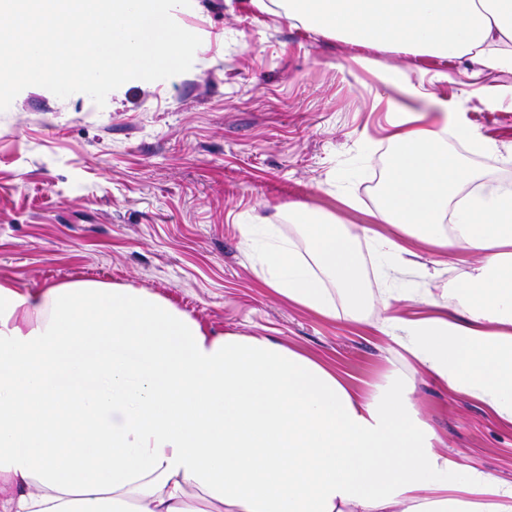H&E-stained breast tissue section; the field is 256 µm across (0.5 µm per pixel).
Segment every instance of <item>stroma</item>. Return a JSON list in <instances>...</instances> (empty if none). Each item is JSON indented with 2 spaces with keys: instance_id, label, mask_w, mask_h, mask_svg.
I'll use <instances>...</instances> for the list:
<instances>
[{
  "instance_id": "stroma-1",
  "label": "stroma",
  "mask_w": 512,
  "mask_h": 512,
  "mask_svg": "<svg viewBox=\"0 0 512 512\" xmlns=\"http://www.w3.org/2000/svg\"><path fill=\"white\" fill-rule=\"evenodd\" d=\"M175 20L202 40L188 72L147 87L128 81L101 108L30 86L0 112V280L23 293L75 280L143 289L210 333L270 338L360 388L400 371L444 450L512 483V426L374 332L388 315L427 313L409 298L417 289L447 303L463 273L456 250L406 240L417 264L389 279L383 257L360 242L373 292L406 299L353 321L271 292L256 272L261 243L244 236L245 225L271 224L306 252L288 221L297 203L372 224L394 151L390 115L410 104L394 83L401 71L449 73L430 92L447 103L449 125L490 142L472 165L512 183V109L480 91L512 86V71L473 83L463 62L328 38L251 0H191Z\"/></svg>"
}]
</instances>
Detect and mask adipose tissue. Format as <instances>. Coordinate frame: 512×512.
<instances>
[{"label":"adipose tissue","instance_id":"ef3b65f1","mask_svg":"<svg viewBox=\"0 0 512 512\" xmlns=\"http://www.w3.org/2000/svg\"><path fill=\"white\" fill-rule=\"evenodd\" d=\"M328 37L512 69V0H253ZM427 75L373 212L397 237L301 205L310 252L270 235L262 281L323 317L373 297L358 240L405 263L406 236L471 261L453 305L377 330L436 382L512 425V186L473 168V128L428 125ZM413 389H363L265 337L215 336L149 292L0 283V512H512V484L438 448Z\"/></svg>","mask_w":512,"mask_h":512}]
</instances>
